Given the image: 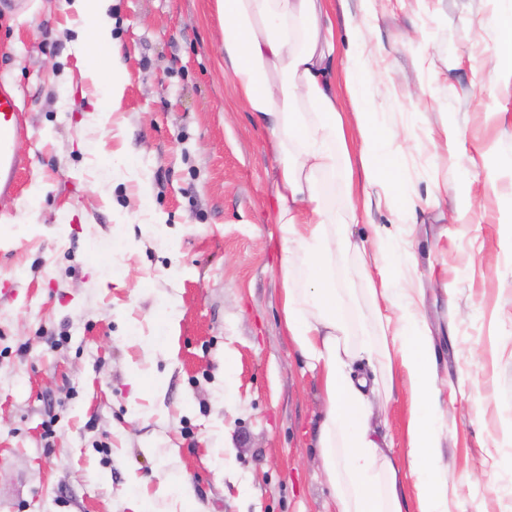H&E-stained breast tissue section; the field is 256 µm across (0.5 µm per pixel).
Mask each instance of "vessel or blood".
I'll return each mask as SVG.
<instances>
[{
  "label": "vessel or blood",
  "instance_id": "obj_1",
  "mask_svg": "<svg viewBox=\"0 0 512 512\" xmlns=\"http://www.w3.org/2000/svg\"><path fill=\"white\" fill-rule=\"evenodd\" d=\"M15 94L0 87V192L13 193L18 189V174L23 161L16 150L17 142L27 137Z\"/></svg>",
  "mask_w": 512,
  "mask_h": 512
}]
</instances>
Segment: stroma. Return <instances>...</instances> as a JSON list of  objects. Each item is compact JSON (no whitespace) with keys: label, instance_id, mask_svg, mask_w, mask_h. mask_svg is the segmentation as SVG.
I'll return each mask as SVG.
<instances>
[{"label":"stroma","instance_id":"obj_1","mask_svg":"<svg viewBox=\"0 0 512 512\" xmlns=\"http://www.w3.org/2000/svg\"><path fill=\"white\" fill-rule=\"evenodd\" d=\"M330 0L389 69L371 105L386 123L458 139L405 155L426 196L500 178L475 220L448 205L407 225L440 388L447 512H512V91L488 78L485 0ZM127 70L122 108L83 79L89 25L58 0H0V84L28 135L0 209V512H336L317 453L324 407L283 328L276 164L267 127L230 98L215 0H112ZM473 53L477 68H453ZM483 151L472 167L468 155ZM148 205L140 207V191ZM402 371L379 417L407 476ZM470 485H462V478Z\"/></svg>","mask_w":512,"mask_h":512}]
</instances>
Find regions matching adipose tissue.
Returning a JSON list of instances; mask_svg holds the SVG:
<instances>
[{
	"label": "adipose tissue",
	"mask_w": 512,
	"mask_h": 512,
	"mask_svg": "<svg viewBox=\"0 0 512 512\" xmlns=\"http://www.w3.org/2000/svg\"><path fill=\"white\" fill-rule=\"evenodd\" d=\"M108 2L74 0L72 7L92 31L91 41L82 45L84 76L101 87L117 111L128 74L112 41ZM215 2L235 93L271 130L284 324L306 369L320 380L324 416L317 448L336 512H404L401 473L383 452L373 423L376 402L397 364L413 389L408 454L419 478V512H447L443 483L431 473L441 454L433 350L410 276L388 249L396 225L407 221V206H436L445 198L439 182H432L421 198L412 186L391 178L403 151L424 153L436 138L401 133L380 120L368 106L378 75L361 62L344 69L355 110H340L329 76L337 51L329 0ZM354 162L360 166L361 187L348 189L347 209L339 214L328 208L318 178ZM376 200L385 202L392 223L376 225L377 247L371 251L354 240L350 226L358 207ZM350 255L364 272L371 307V338L356 348L347 342L351 304L336 287V263ZM376 336L390 339L395 355L375 359ZM359 361L371 363V370H355Z\"/></svg>",
	"instance_id": "1"
}]
</instances>
